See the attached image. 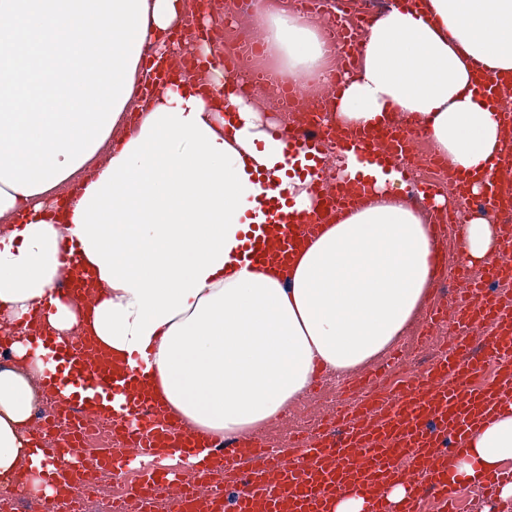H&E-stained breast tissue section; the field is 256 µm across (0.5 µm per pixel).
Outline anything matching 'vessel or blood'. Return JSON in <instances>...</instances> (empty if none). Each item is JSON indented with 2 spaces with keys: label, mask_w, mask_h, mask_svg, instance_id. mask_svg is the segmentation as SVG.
Returning a JSON list of instances; mask_svg holds the SVG:
<instances>
[{
  "label": "vessel or blood",
  "mask_w": 512,
  "mask_h": 512,
  "mask_svg": "<svg viewBox=\"0 0 512 512\" xmlns=\"http://www.w3.org/2000/svg\"><path fill=\"white\" fill-rule=\"evenodd\" d=\"M367 21L349 20L340 38L345 55L360 49ZM479 92L489 102L507 133L506 152L484 173L480 208L490 213L512 210V75L489 77L481 62L471 64ZM288 165L313 173L327 161L326 142H335L339 160L351 175L335 181L305 219L287 218L278 198L263 200L264 223L254 225L243 248L245 260L287 265L313 231L332 215L351 209L374 189L368 169L375 163L412 165L413 133L393 121L363 130L307 119L292 129H273ZM440 252L453 248L443 227L459 223L456 211L430 210ZM61 275L57 292L85 307L95 294L86 286L90 272L72 242L58 245ZM512 279V236L504 237L487 264L486 281H476L467 267L458 273L459 294L452 303L433 305L424 329L451 321L455 329L442 355L418 374L391 382L374 370L354 375L348 383L359 403L337 409L313 434L290 437L279 456L251 436L219 441L192 436L148 392L152 378L142 359L117 364L80 334L57 337L42 331L53 308L34 305L26 325L36 326L33 346L45 361L43 388L74 422L70 441L49 438L46 427L31 431L34 450L51 466L46 479L57 500L73 507L92 471L122 475L125 468L168 452L189 448L202 455L201 466L175 472L143 470L129 500L139 512H150L152 488H170L169 512H335L337 500L355 495L363 512H452L461 482L452 465L468 451V443L496 422L512 405V299L486 288ZM484 329L472 339L471 328ZM112 423L122 445L99 449L95 459L82 451L80 434L99 418ZM403 486L406 494L389 508L383 484Z\"/></svg>",
  "instance_id": "b4317fda"
}]
</instances>
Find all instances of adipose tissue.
<instances>
[{
	"mask_svg": "<svg viewBox=\"0 0 512 512\" xmlns=\"http://www.w3.org/2000/svg\"><path fill=\"white\" fill-rule=\"evenodd\" d=\"M253 21L284 80L334 85L319 27L271 0ZM182 0H0V314L54 307L51 327L86 326L119 357L148 355L153 388L197 433L239 435L277 417L319 373L369 363L405 332L434 275L431 229L378 176L374 195L319 235L288 269L240 265L261 199L279 182L311 211V180L288 177L249 99L224 94V66L198 47L194 77L157 83L138 128L109 143L137 93L144 46L178 51ZM95 28L89 45L85 28ZM512 73V0H393L369 26L333 118L346 127L398 114L420 121L433 151L471 178L502 149L470 62ZM237 125L224 135L225 110ZM81 179L63 213L55 191ZM461 255L487 262L499 245L485 213L463 215ZM78 243L99 290L93 315L55 295L58 244ZM23 370L0 367V475L31 454L24 426L44 370L28 337L10 345ZM455 465L465 482L512 459V412L473 437Z\"/></svg>",
	"mask_w": 512,
	"mask_h": 512,
	"instance_id": "obj_1",
	"label": "adipose tissue"
}]
</instances>
